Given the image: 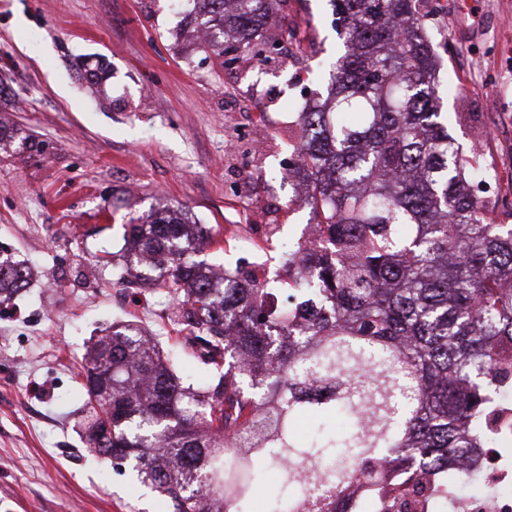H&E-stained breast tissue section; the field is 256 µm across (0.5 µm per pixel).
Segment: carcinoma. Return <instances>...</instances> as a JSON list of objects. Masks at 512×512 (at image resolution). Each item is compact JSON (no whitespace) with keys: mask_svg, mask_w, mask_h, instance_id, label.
Listing matches in <instances>:
<instances>
[{"mask_svg":"<svg viewBox=\"0 0 512 512\" xmlns=\"http://www.w3.org/2000/svg\"><path fill=\"white\" fill-rule=\"evenodd\" d=\"M193 2L223 66L263 55L281 0ZM333 2L330 94L297 113L291 145L317 236L288 252L287 277L259 283L195 259L216 244L206 225L142 217L112 286L165 294L207 376L185 382L135 321L83 357L88 448L172 512H253L276 468L287 475L265 512H357L351 487L389 492L382 459L412 491L425 476L441 492L456 478L448 458L499 444L485 419L512 400V224L470 192L495 174L448 132L429 0ZM5 268L0 307L29 284L26 266Z\"/></svg>","mask_w":512,"mask_h":512,"instance_id":"1","label":"carcinoma"}]
</instances>
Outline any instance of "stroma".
I'll list each match as a JSON object with an SVG mask.
<instances>
[{"mask_svg": "<svg viewBox=\"0 0 512 512\" xmlns=\"http://www.w3.org/2000/svg\"><path fill=\"white\" fill-rule=\"evenodd\" d=\"M430 9L448 130L499 176L477 195L512 198V0ZM278 14L299 27L287 52L272 21L265 56L223 68L171 0H0V261L31 272L0 308V512H165L88 454L81 360L135 320L184 379L205 372L172 332L167 298L131 303L111 269L86 272L121 249L133 218L177 209L221 236L202 253L214 267L282 273L311 218L282 177L292 103L324 91L338 39L329 0H284ZM23 139L35 150L19 152ZM228 224L251 225V251L224 238Z\"/></svg>", "mask_w": 512, "mask_h": 512, "instance_id": "35a3bbf8", "label": "stroma"}]
</instances>
